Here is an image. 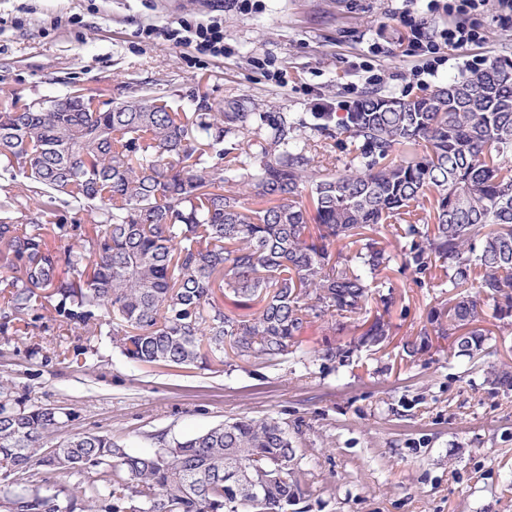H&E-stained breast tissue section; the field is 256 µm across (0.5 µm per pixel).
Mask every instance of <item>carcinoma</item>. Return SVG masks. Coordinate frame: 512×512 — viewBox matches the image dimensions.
<instances>
[{"mask_svg": "<svg viewBox=\"0 0 512 512\" xmlns=\"http://www.w3.org/2000/svg\"><path fill=\"white\" fill-rule=\"evenodd\" d=\"M90 101L67 94L0 111V162L11 178L0 186V334L42 297L89 336L112 327V345L144 365L230 355L277 365L308 319L361 314L377 276L398 261L447 279L448 309L430 323L461 355L484 351V301L495 319L512 318V63L411 100L370 94L343 116L312 112L308 124L255 112L182 115L164 96L100 112ZM305 127L317 138L295 134ZM338 146L350 155L343 171L315 162ZM245 191L265 206L244 207ZM22 196L34 209L20 219ZM63 208L92 214L95 230L60 256L45 248L44 231ZM392 220L399 252L362 236ZM226 294L243 309L261 307L232 316L218 300ZM359 329L321 359L346 366L390 336L381 315ZM428 336L405 341L403 352L424 351ZM488 382L512 387V370L494 367ZM72 418L23 405L0 380V480L21 488L3 490L0 512H289L305 495L294 441L274 418L161 437L137 456L100 433L49 444ZM82 467L97 469L100 485L74 495L70 477ZM256 480L263 497L250 505L244 492Z\"/></svg>", "mask_w": 512, "mask_h": 512, "instance_id": "cac0c4a2", "label": "carcinoma"}]
</instances>
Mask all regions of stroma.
Here are the masks:
<instances>
[{"label":"stroma","instance_id":"obj_1","mask_svg":"<svg viewBox=\"0 0 512 512\" xmlns=\"http://www.w3.org/2000/svg\"><path fill=\"white\" fill-rule=\"evenodd\" d=\"M394 0H248L224 10L230 56L217 59L144 38L150 24L206 21L208 0H0V102L33 104L83 89L95 101L146 94L182 112H347L370 93L427 96L468 69L461 55L413 87L408 33ZM287 73L280 87L270 72ZM381 75L380 83L370 75ZM393 303L369 302L392 334L351 366L322 360L353 327L315 318L277 365L239 360L205 368L149 367L109 336L60 329L51 307L26 332L0 336V376L29 406L63 407L55 433L108 434L131 454L224 421L273 418L287 427L305 475L303 512H512V390L486 382L512 364V327L486 318L482 354L457 356L451 339L405 357L404 341L448 303L440 277L383 271Z\"/></svg>","mask_w":512,"mask_h":512}]
</instances>
